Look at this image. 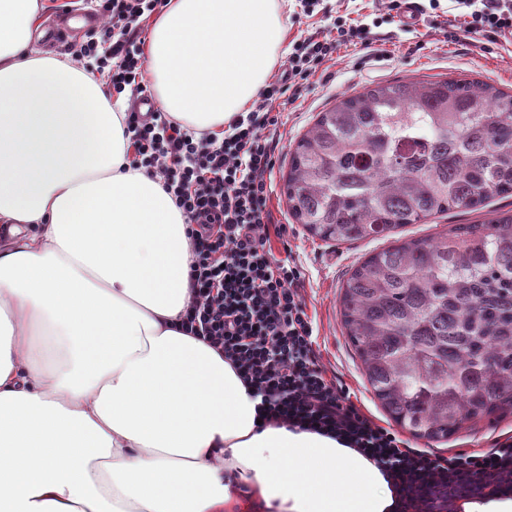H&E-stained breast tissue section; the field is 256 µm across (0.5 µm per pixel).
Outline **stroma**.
Masks as SVG:
<instances>
[{"instance_id":"obj_1","label":"stroma","mask_w":512,"mask_h":512,"mask_svg":"<svg viewBox=\"0 0 512 512\" xmlns=\"http://www.w3.org/2000/svg\"><path fill=\"white\" fill-rule=\"evenodd\" d=\"M449 0H441L438 9L423 11L418 26H405L399 14L387 10L381 0H319L313 15H305L298 0L288 9V39L273 68L274 76L284 73L295 42L304 32L328 31L336 25L361 26L365 43L341 47L332 60L294 88L295 101L279 99L274 104L281 136L276 164L271 175L269 208L275 223L288 227L292 258L305 273L303 295L313 319L314 339L321 361L336 375L352 400L385 427L393 421L380 407L362 373L361 363L343 333L340 313V289L349 272L371 253L385 248L382 240H362L338 244L312 236L297 224L282 192L283 174L297 139L313 124L319 112L345 95L385 81L438 80L467 77L512 92V43L484 38L481 49H472L468 36L450 26ZM512 210V197L500 198L491 207L459 211L437 216L425 224L406 226L407 239L430 238L444 233L455 224L487 221L492 211ZM512 436V411L482 419L465 421L448 442H429L400 430V437L411 447L444 457L458 450L488 448L491 439Z\"/></svg>"}]
</instances>
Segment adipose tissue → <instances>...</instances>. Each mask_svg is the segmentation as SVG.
<instances>
[{
  "label": "adipose tissue",
  "mask_w": 512,
  "mask_h": 512,
  "mask_svg": "<svg viewBox=\"0 0 512 512\" xmlns=\"http://www.w3.org/2000/svg\"><path fill=\"white\" fill-rule=\"evenodd\" d=\"M38 0H0V512H394L381 467L317 433L256 428L234 367L183 332L192 240L130 167L125 104L35 55ZM288 0H171L147 74L214 132L246 111Z\"/></svg>",
  "instance_id": "adipose-tissue-1"
}]
</instances>
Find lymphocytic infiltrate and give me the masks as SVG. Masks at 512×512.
<instances>
[{"instance_id":"1","label":"lymphocytic infiltrate","mask_w":512,"mask_h":512,"mask_svg":"<svg viewBox=\"0 0 512 512\" xmlns=\"http://www.w3.org/2000/svg\"><path fill=\"white\" fill-rule=\"evenodd\" d=\"M168 0H105L98 39L73 60L116 94L148 93L147 60L128 49ZM455 20L473 36L512 37V0H454ZM311 34L288 57V76L304 80L351 37ZM287 92L268 83L250 112L223 136L200 132L169 113L128 111L132 169H147L182 210L194 241L185 330L230 360L257 399L262 426L315 431L363 452L391 481L398 512H459L461 502L512 492V436L490 448L442 457L409 447L350 399L320 362L301 293L305 275L269 245L267 178L276 163L271 104Z\"/></svg>"}]
</instances>
